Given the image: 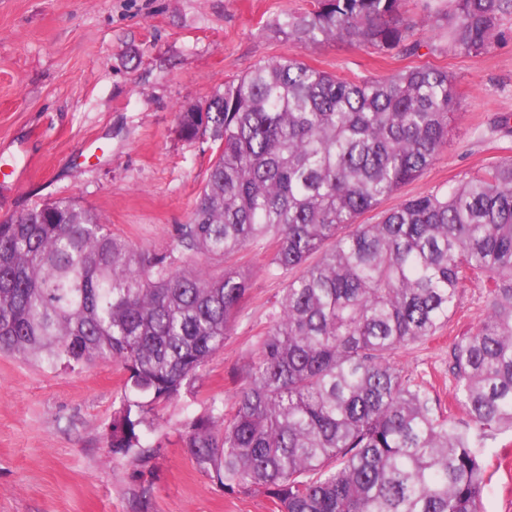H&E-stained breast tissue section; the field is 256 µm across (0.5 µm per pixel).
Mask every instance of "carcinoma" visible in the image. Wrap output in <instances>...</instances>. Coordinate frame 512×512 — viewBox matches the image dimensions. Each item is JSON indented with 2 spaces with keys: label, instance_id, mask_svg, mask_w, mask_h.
<instances>
[{
  "label": "carcinoma",
  "instance_id": "cac0c4a2",
  "mask_svg": "<svg viewBox=\"0 0 512 512\" xmlns=\"http://www.w3.org/2000/svg\"><path fill=\"white\" fill-rule=\"evenodd\" d=\"M399 7L314 0L275 33L392 50L431 26L480 55L512 15V0H448L400 25ZM455 110L452 76L432 66L351 82L290 56L258 64L177 113L213 158L169 249L69 198L0 219V352L114 362L126 379L108 454L142 459L141 427L201 377L246 298L249 274L226 259L265 241L287 286L234 413L185 424L199 467L280 512H485L481 440L512 428V158L357 223L433 163ZM467 281L487 313L450 350L463 428L392 359L448 322Z\"/></svg>",
  "mask_w": 512,
  "mask_h": 512
}]
</instances>
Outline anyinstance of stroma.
Masks as SVG:
<instances>
[{
	"label": "stroma",
	"instance_id": "35a3bbf8",
	"mask_svg": "<svg viewBox=\"0 0 512 512\" xmlns=\"http://www.w3.org/2000/svg\"><path fill=\"white\" fill-rule=\"evenodd\" d=\"M313 0H0V216L73 197L114 235L161 252L186 223L206 177L207 143L185 140L176 114L200 104L257 64L292 56L359 82L430 64L452 74L457 116L448 141L414 181L384 200L445 190L512 157V16L488 52L449 48L441 31L416 28L404 48L378 50L330 39L301 45L275 35ZM101 145V153L90 144ZM265 244L233 258L250 288L224 347L200 379L157 409L145 430L146 462L112 459L107 436L124 376L111 362L73 371L0 354V512H277L258 492L224 489L196 463L184 420L212 405L232 412L286 278ZM487 312L486 293L465 283L460 309L433 338L393 358L424 381L455 421L453 343ZM487 512H512V432L484 440Z\"/></svg>",
	"mask_w": 512,
	"mask_h": 512
}]
</instances>
